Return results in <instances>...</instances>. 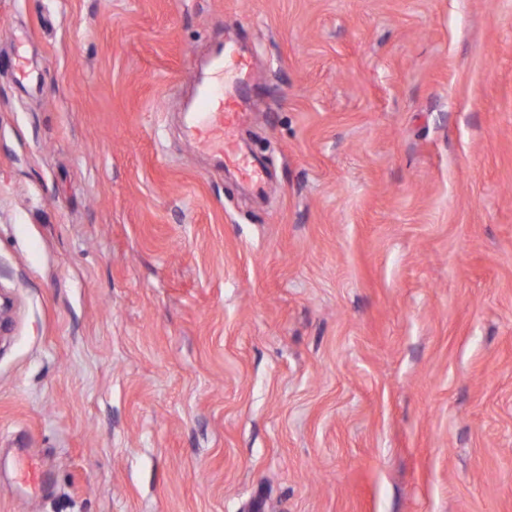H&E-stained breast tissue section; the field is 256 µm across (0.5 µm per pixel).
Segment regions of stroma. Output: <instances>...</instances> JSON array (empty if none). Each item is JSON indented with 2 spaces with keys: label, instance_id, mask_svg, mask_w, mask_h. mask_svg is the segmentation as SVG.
Returning <instances> with one entry per match:
<instances>
[{
  "label": "stroma",
  "instance_id": "obj_1",
  "mask_svg": "<svg viewBox=\"0 0 512 512\" xmlns=\"http://www.w3.org/2000/svg\"><path fill=\"white\" fill-rule=\"evenodd\" d=\"M0 289V512H512V0H0ZM210 61L212 69L215 70L237 69L241 73L246 70L247 67V63L244 58L231 46H218ZM234 106L232 96L224 98L220 88L206 85L194 105V112H198V116L191 128L190 138L197 147L220 154L225 165L231 163L237 166L258 191H263L264 180L260 169L239 151L236 137L243 114L235 112Z\"/></svg>",
  "mask_w": 512,
  "mask_h": 512
}]
</instances>
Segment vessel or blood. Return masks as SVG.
<instances>
[{
	"mask_svg": "<svg viewBox=\"0 0 512 512\" xmlns=\"http://www.w3.org/2000/svg\"><path fill=\"white\" fill-rule=\"evenodd\" d=\"M215 70H245L247 63L233 47H217L211 57ZM233 97L213 85H206L195 102L197 120L190 131L193 143L202 149L212 150L250 178L256 189H263L264 180L253 161L242 155L237 143V130L242 121L241 113L234 110Z\"/></svg>",
	"mask_w": 512,
	"mask_h": 512,
	"instance_id": "b4317fda",
	"label": "vessel or blood"
}]
</instances>
